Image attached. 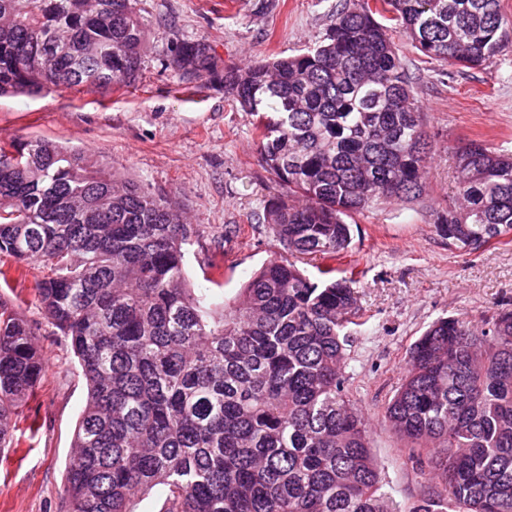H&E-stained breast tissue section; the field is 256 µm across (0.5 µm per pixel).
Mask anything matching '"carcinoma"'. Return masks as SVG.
<instances>
[{
    "label": "carcinoma",
    "mask_w": 512,
    "mask_h": 512,
    "mask_svg": "<svg viewBox=\"0 0 512 512\" xmlns=\"http://www.w3.org/2000/svg\"><path fill=\"white\" fill-rule=\"evenodd\" d=\"M393 21L431 60L474 69L512 44L499 0H340L321 44L224 73L284 191L263 221L278 245L229 306L190 288L206 233L169 197L44 139L0 138V256L46 270L44 318L88 389L61 512H388L365 417L346 390L357 281L298 267L336 260L351 221L425 191L430 142ZM136 0H0V96L135 82ZM184 77L217 71L181 42ZM457 202L439 233L477 251L512 233V154L456 151ZM43 370L36 332L0 299V448ZM382 421L445 495L413 512H512V311L479 329L439 318L415 342Z\"/></svg>",
    "instance_id": "cac0c4a2"
}]
</instances>
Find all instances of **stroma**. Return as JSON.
<instances>
[{"label":"stroma","mask_w":512,"mask_h":512,"mask_svg":"<svg viewBox=\"0 0 512 512\" xmlns=\"http://www.w3.org/2000/svg\"><path fill=\"white\" fill-rule=\"evenodd\" d=\"M337 0H137L148 27L135 82L96 90L77 86L36 96L0 97V138H41L83 149L100 167L169 196L188 223L214 227L186 255L192 288L233 303L275 252L257 216L281 189L261 160L252 118L224 92L222 74L252 61L296 55L319 44ZM399 46L431 142L426 191L356 216L337 277L360 285L362 325L350 326L348 390L368 420L370 447L391 512H410L441 487L428 464L409 460L382 421L404 376L409 352L434 320L464 315L476 326L512 310V241L470 253L449 246L436 217L453 204L454 155L481 140L512 152V48L476 68L445 67ZM185 40L206 43L219 72L205 82L168 68ZM42 271L31 266L0 296L16 299L33 324L46 372L14 431L19 445L0 450V512H60L65 469L87 387L77 362L36 297ZM37 430H30V422Z\"/></svg>","instance_id":"obj_1"}]
</instances>
